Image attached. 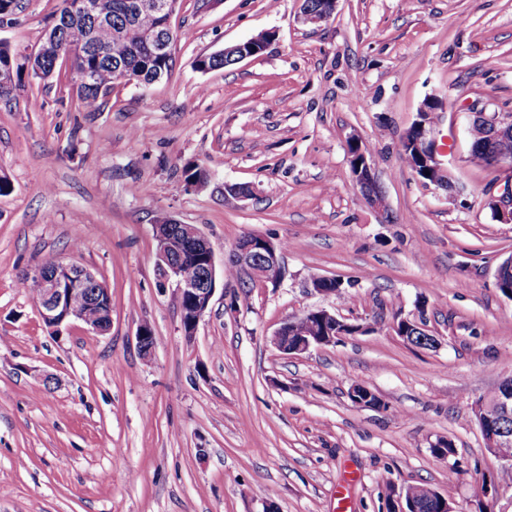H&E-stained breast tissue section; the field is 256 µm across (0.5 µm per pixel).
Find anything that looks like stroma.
<instances>
[{"label":"stroma","mask_w":512,"mask_h":512,"mask_svg":"<svg viewBox=\"0 0 512 512\" xmlns=\"http://www.w3.org/2000/svg\"><path fill=\"white\" fill-rule=\"evenodd\" d=\"M301 4L178 0L171 25L191 36L168 78L115 84L97 112L78 111L68 75L0 101V512H337L342 499L388 512L387 488L409 486L454 512H512L472 410L512 377V299L495 281L512 223L489 208L512 171L475 158L467 136L468 105L512 113V0H339L318 26L298 22ZM59 9L21 0L0 41L36 52ZM269 30L261 57L196 69ZM433 95L452 198L401 159ZM353 135L385 210L352 184ZM189 162L209 171L204 188H186ZM163 213L198 225L220 268L245 235L283 242L285 278L219 280L186 340L177 290L157 279ZM50 259L106 284L109 332L43 322L21 273ZM314 274L341 293L318 294ZM397 307L425 316L436 347L395 334ZM318 308L365 330L282 355L276 329ZM357 384L379 405L354 404ZM440 438L450 461L431 453Z\"/></svg>","instance_id":"obj_1"}]
</instances>
